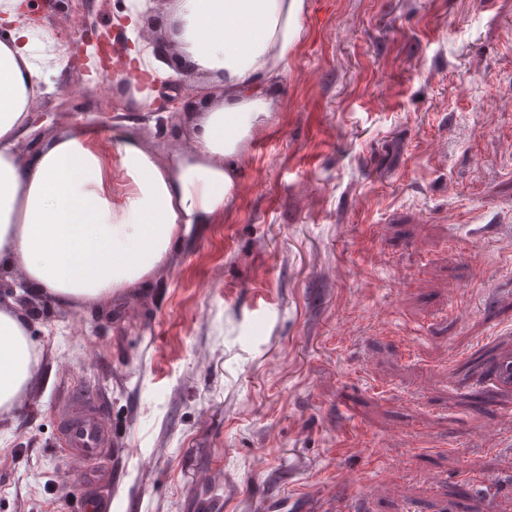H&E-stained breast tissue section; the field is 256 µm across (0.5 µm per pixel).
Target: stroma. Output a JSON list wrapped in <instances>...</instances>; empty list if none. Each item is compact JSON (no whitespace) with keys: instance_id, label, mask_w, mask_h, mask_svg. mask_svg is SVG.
Instances as JSON below:
<instances>
[{"instance_id":"stroma-1","label":"stroma","mask_w":512,"mask_h":512,"mask_svg":"<svg viewBox=\"0 0 512 512\" xmlns=\"http://www.w3.org/2000/svg\"><path fill=\"white\" fill-rule=\"evenodd\" d=\"M82 0L38 29L73 42ZM162 0H92L98 29ZM95 48L31 113L40 137L87 130L107 188L121 128L159 157L192 119L145 108L131 60L99 104ZM239 189L142 288L32 318L37 375L0 416V512H72L83 468L60 446L77 395L105 412L95 466L111 512H320L355 471L368 512H512V0H305L276 109ZM386 319H379V310ZM441 474L437 486L426 471Z\"/></svg>"}]
</instances>
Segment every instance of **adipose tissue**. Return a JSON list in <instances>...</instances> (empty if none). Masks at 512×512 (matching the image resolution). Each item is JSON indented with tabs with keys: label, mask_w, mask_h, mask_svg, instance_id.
Returning a JSON list of instances; mask_svg holds the SVG:
<instances>
[{
	"label": "adipose tissue",
	"mask_w": 512,
	"mask_h": 512,
	"mask_svg": "<svg viewBox=\"0 0 512 512\" xmlns=\"http://www.w3.org/2000/svg\"><path fill=\"white\" fill-rule=\"evenodd\" d=\"M303 0H171L164 30L183 65L214 95L188 147L160 160L134 135L114 130L127 179L121 202L104 185L86 131L63 128L21 153L42 86L65 66L52 36L36 44L23 0H0V263L57 304L108 301L145 286L193 226L223 216L237 190L246 141L269 116L270 85L300 28ZM39 356L29 324L0 308V415L21 414L20 396Z\"/></svg>",
	"instance_id": "obj_1"
}]
</instances>
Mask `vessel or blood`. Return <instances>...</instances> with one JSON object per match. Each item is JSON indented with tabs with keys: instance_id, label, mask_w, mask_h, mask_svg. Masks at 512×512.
I'll return each mask as SVG.
<instances>
[{
	"instance_id": "obj_1",
	"label": "vessel or blood",
	"mask_w": 512,
	"mask_h": 512,
	"mask_svg": "<svg viewBox=\"0 0 512 512\" xmlns=\"http://www.w3.org/2000/svg\"><path fill=\"white\" fill-rule=\"evenodd\" d=\"M64 443L73 456L84 464L99 461L108 451L109 440L102 411L97 404L81 400L66 421ZM77 512H105L106 501L91 488H78L75 495Z\"/></svg>"
}]
</instances>
